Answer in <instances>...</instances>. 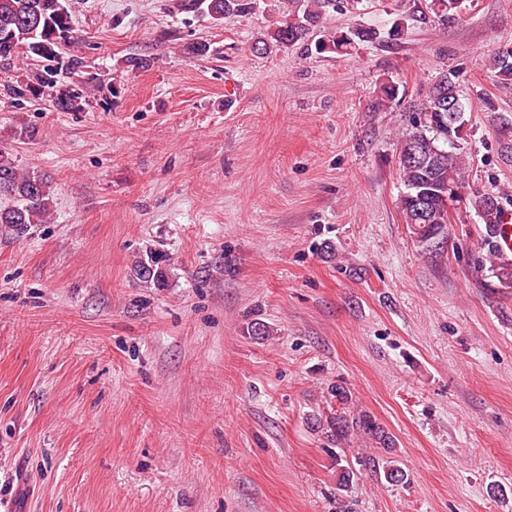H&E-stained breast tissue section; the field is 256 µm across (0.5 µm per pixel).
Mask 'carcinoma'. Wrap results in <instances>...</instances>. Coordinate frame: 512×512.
<instances>
[{"label":"carcinoma","instance_id":"1","mask_svg":"<svg viewBox=\"0 0 512 512\" xmlns=\"http://www.w3.org/2000/svg\"><path fill=\"white\" fill-rule=\"evenodd\" d=\"M463 0H424L413 3L408 13L395 20L387 30L392 41L401 39L409 22L426 24L434 19L455 22L460 19ZM338 7L337 0H283L284 19L252 45V52L265 54L273 50L285 52L297 44L314 45L318 54H347L365 43L381 38L373 27L359 26L339 34H327L323 29L326 8ZM193 7L214 21L250 13L255 0H193ZM75 11L71 0H0V62L21 56H35L50 62L37 78L38 86L28 87L36 94L39 88L57 86L58 71L75 70L81 64L72 55L63 61L62 50L77 43L74 36ZM491 69L502 84L512 83V48H503L492 58ZM82 93L72 87L59 90L55 104L61 110L74 108ZM464 115L465 107L455 90V84L444 74L429 89L410 130L402 135L399 151V176L405 191L399 198V208L406 224L413 228L418 241L430 245L438 237H447L449 224L448 182L465 188V161L462 155L448 149V141L458 135L462 121L448 128V103ZM54 188L48 178L38 172L23 170L16 157L0 147V225L21 234L33 224H44L53 211ZM471 207L482 224L501 223L504 207L499 196L477 193L470 197ZM490 268L499 283L512 288V263L490 260ZM171 270L170 257L163 251H149L136 258L132 276L148 288H166ZM329 394L340 407L322 420L313 418L312 425L336 444H347L361 436L379 447L390 450L395 441L376 419L365 411L349 410L350 391L342 384L331 386ZM379 460L362 456L356 464L342 463L336 457V512H354L350 488L360 480L362 471L379 468ZM383 468L386 482L392 485L408 481L407 473L392 462Z\"/></svg>","mask_w":512,"mask_h":512}]
</instances>
